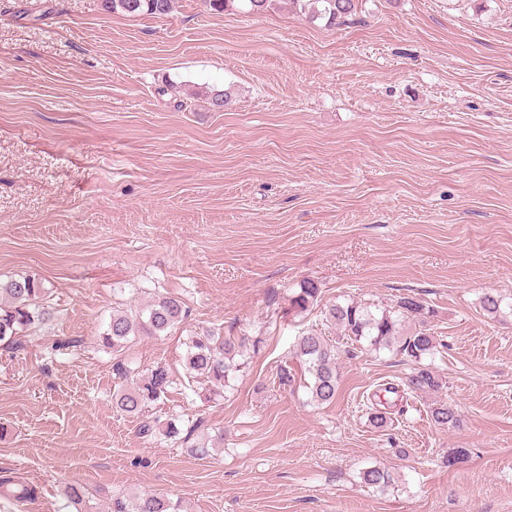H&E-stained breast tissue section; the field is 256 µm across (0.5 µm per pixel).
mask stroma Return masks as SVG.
<instances>
[{
	"label": "stroma",
	"mask_w": 512,
	"mask_h": 512,
	"mask_svg": "<svg viewBox=\"0 0 512 512\" xmlns=\"http://www.w3.org/2000/svg\"><path fill=\"white\" fill-rule=\"evenodd\" d=\"M213 88L223 109L197 96ZM25 275L53 319L0 349V478L37 495L0 512H111L144 492L182 512H512V312L481 306L512 302V0H363L332 27L289 0L260 15L175 0L160 18L0 0V280ZM306 279L318 301L289 313ZM164 296L183 324L100 346L113 312ZM406 296L444 346L442 386L381 431L366 397L411 367L323 311ZM213 327L262 343L206 401L185 342ZM311 327L337 345L328 405L298 377ZM121 359L169 369L148 416L185 440L116 409ZM436 401L458 426L434 423ZM374 465L386 490L361 481Z\"/></svg>",
	"instance_id": "1"
}]
</instances>
